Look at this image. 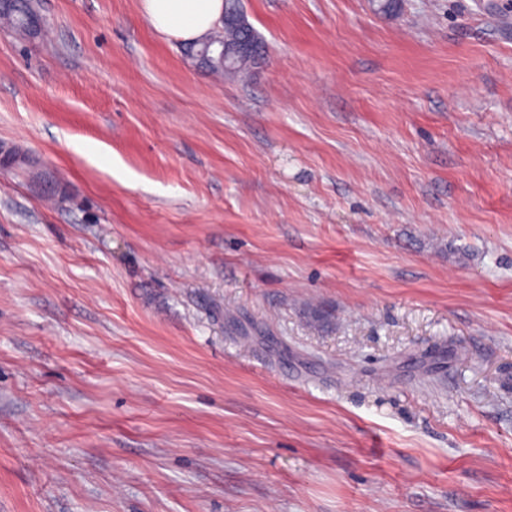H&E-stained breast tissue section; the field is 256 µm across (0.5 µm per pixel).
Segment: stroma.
Returning a JSON list of instances; mask_svg holds the SVG:
<instances>
[{"label":"stroma","mask_w":512,"mask_h":512,"mask_svg":"<svg viewBox=\"0 0 512 512\" xmlns=\"http://www.w3.org/2000/svg\"><path fill=\"white\" fill-rule=\"evenodd\" d=\"M39 4L0 512H512V0H241L227 78L141 0Z\"/></svg>","instance_id":"stroma-1"}]
</instances>
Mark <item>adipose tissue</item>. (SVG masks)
I'll list each match as a JSON object with an SVG mask.
<instances>
[{
	"instance_id": "obj_1",
	"label": "adipose tissue",
	"mask_w": 512,
	"mask_h": 512,
	"mask_svg": "<svg viewBox=\"0 0 512 512\" xmlns=\"http://www.w3.org/2000/svg\"><path fill=\"white\" fill-rule=\"evenodd\" d=\"M142 9L156 32L192 43L219 26L224 0H142Z\"/></svg>"
}]
</instances>
